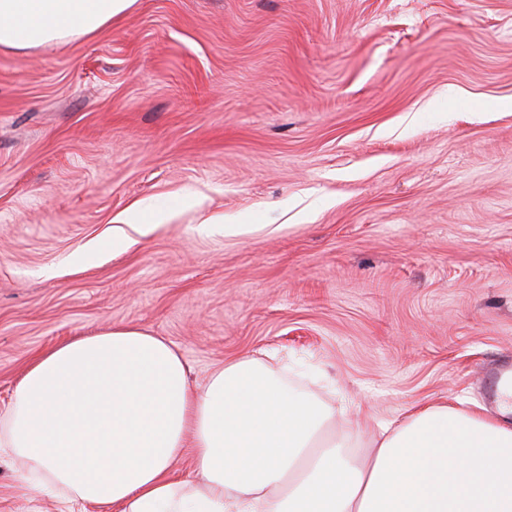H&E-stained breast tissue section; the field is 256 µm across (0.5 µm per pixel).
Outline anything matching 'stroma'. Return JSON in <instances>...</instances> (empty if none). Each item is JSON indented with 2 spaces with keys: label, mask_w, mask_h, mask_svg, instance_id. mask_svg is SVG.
<instances>
[{
  "label": "stroma",
  "mask_w": 512,
  "mask_h": 512,
  "mask_svg": "<svg viewBox=\"0 0 512 512\" xmlns=\"http://www.w3.org/2000/svg\"><path fill=\"white\" fill-rule=\"evenodd\" d=\"M510 101L512 0H137L1 48L0 408L44 349L130 326L194 383L272 359L369 433L427 400L497 415ZM148 204L171 219L113 249ZM0 512L59 504L4 459Z\"/></svg>",
  "instance_id": "35a3bbf8"
}]
</instances>
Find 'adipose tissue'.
<instances>
[{
  "label": "adipose tissue",
  "mask_w": 512,
  "mask_h": 512,
  "mask_svg": "<svg viewBox=\"0 0 512 512\" xmlns=\"http://www.w3.org/2000/svg\"><path fill=\"white\" fill-rule=\"evenodd\" d=\"M136 0H0V47L93 36ZM493 419L429 402L366 455L336 414L253 358L191 386L164 339L110 327L46 350L0 411L35 493L114 512H512V386ZM193 451L192 476L173 466Z\"/></svg>",
  "instance_id": "obj_1"
}]
</instances>
